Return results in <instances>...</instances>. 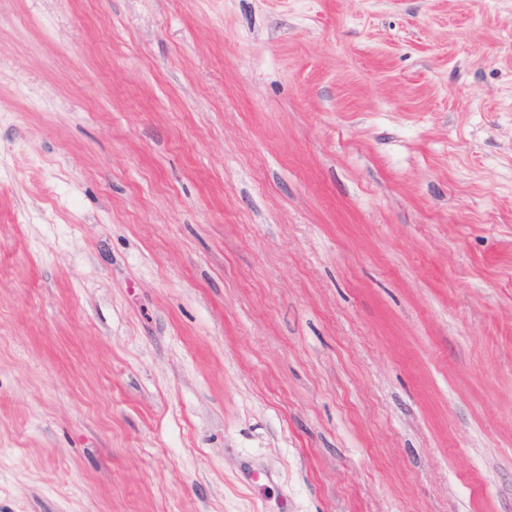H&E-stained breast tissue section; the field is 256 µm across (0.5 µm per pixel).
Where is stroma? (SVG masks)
Instances as JSON below:
<instances>
[{
    "mask_svg": "<svg viewBox=\"0 0 512 512\" xmlns=\"http://www.w3.org/2000/svg\"><path fill=\"white\" fill-rule=\"evenodd\" d=\"M0 512H512V0H0Z\"/></svg>",
    "mask_w": 512,
    "mask_h": 512,
    "instance_id": "35a3bbf8",
    "label": "stroma"
}]
</instances>
